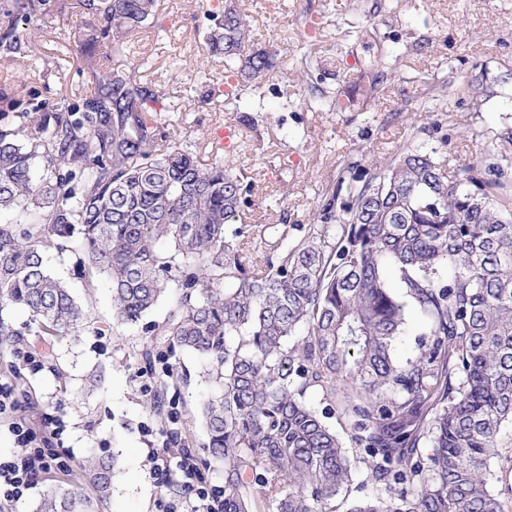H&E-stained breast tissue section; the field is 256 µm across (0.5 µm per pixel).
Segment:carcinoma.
I'll list each match as a JSON object with an SVG mask.
<instances>
[{"mask_svg":"<svg viewBox=\"0 0 512 512\" xmlns=\"http://www.w3.org/2000/svg\"><path fill=\"white\" fill-rule=\"evenodd\" d=\"M70 11L93 18L81 53L95 87L64 104L31 101L16 127L0 128V212L25 215L0 224V308L27 310L55 336L78 330L85 308L45 261L75 236L81 273L107 277L125 324L175 285L166 341L215 366L219 391L199 418L224 470V512H503L489 481L512 424V211L491 190L508 177L507 151L450 172L406 144L338 184L305 238L255 265L224 237L252 193L237 150L200 162L161 132L159 94L140 65L97 67L104 50L151 27L158 0H6L0 49L30 36L19 25ZM208 16L205 50L224 58L225 95L239 103L279 59L245 52L252 25L230 0ZM409 301L431 340L402 364L393 346ZM310 389L336 406L338 427L307 405ZM345 434L364 450L357 461ZM114 466L88 456L36 512H107ZM361 469L372 491L351 500Z\"/></svg>","mask_w":512,"mask_h":512,"instance_id":"carcinoma-1","label":"carcinoma"}]
</instances>
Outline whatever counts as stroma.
Returning <instances> with one entry per match:
<instances>
[{
  "label": "stroma",
  "mask_w": 512,
  "mask_h": 512,
  "mask_svg": "<svg viewBox=\"0 0 512 512\" xmlns=\"http://www.w3.org/2000/svg\"><path fill=\"white\" fill-rule=\"evenodd\" d=\"M237 7L255 29L254 49L285 60L248 111L218 93L224 61L201 50L210 24L203 0H161L156 28L135 34L101 64L124 70L141 62V76L165 106L163 132L200 160L221 155L219 134L233 131L243 146L236 165L253 185L242 217L250 233L235 237L229 224L225 239L246 245L256 263L281 251V237L295 242L307 234L346 166L367 169L371 159L412 141L457 169L499 152L512 129V0H238ZM36 25L35 46L0 54V95L24 102L33 90L66 103L91 92L93 77L78 55L84 18L46 16ZM358 56L376 59L372 76L361 78L353 66ZM323 95L346 101L347 110L329 111ZM79 257L71 242L50 249L46 265L85 306L83 328L52 336L26 312L1 309L0 377L12 382L27 418L49 413L63 421L74 462L92 453L115 458L109 512H156L159 497L185 499L181 486L162 489L153 478V450L165 432L222 485L196 418L214 393L211 365L169 351L163 336L177 290L139 323H119L106 280L81 276ZM22 349L42 355L39 372L23 365ZM498 443L490 490L512 512L511 426Z\"/></svg>",
  "instance_id": "stroma-1"
}]
</instances>
